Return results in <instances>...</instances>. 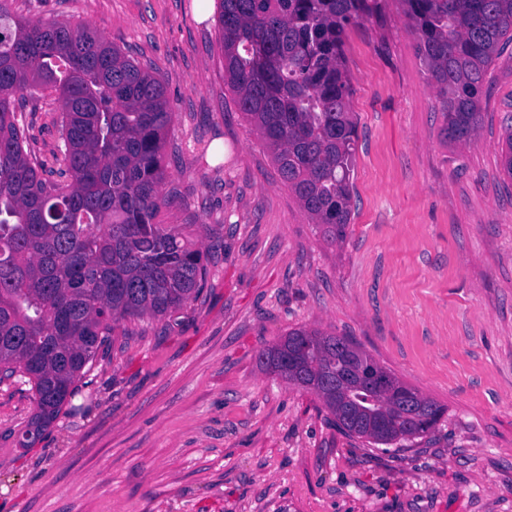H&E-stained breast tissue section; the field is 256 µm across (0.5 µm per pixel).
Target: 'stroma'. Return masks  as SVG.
I'll return each mask as SVG.
<instances>
[{"instance_id":"35a3bbf8","label":"stroma","mask_w":512,"mask_h":512,"mask_svg":"<svg viewBox=\"0 0 512 512\" xmlns=\"http://www.w3.org/2000/svg\"><path fill=\"white\" fill-rule=\"evenodd\" d=\"M0 4L83 24L157 73L172 109L158 220L207 269L173 317L115 327L32 447L30 387L0 383V512H512V45L477 138L454 144L400 0L348 30L354 207L331 244L239 110L194 0ZM19 104L26 148L51 160L54 95ZM300 327L353 338L443 404L435 431L379 450L262 370L259 352Z\"/></svg>"}]
</instances>
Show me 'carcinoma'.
Returning <instances> with one entry per match:
<instances>
[{"label":"carcinoma","mask_w":512,"mask_h":512,"mask_svg":"<svg viewBox=\"0 0 512 512\" xmlns=\"http://www.w3.org/2000/svg\"><path fill=\"white\" fill-rule=\"evenodd\" d=\"M377 0H217L224 77L271 152L282 180L328 241L352 215L357 129L344 36ZM444 118L466 144L482 123L480 99L495 57L512 44V0H402ZM31 88L56 93L64 181L24 148L15 102ZM170 103L155 72L80 23L17 17L0 4V375L27 380L35 413L19 445L53 423L113 325L170 318L206 276L195 244L157 221L163 200ZM512 179V127L501 147ZM262 369L311 391L347 433L375 445L426 435L446 408L400 380L350 338L298 328ZM374 365L378 388H357ZM384 422L386 433L370 426Z\"/></svg>","instance_id":"cac0c4a2"}]
</instances>
